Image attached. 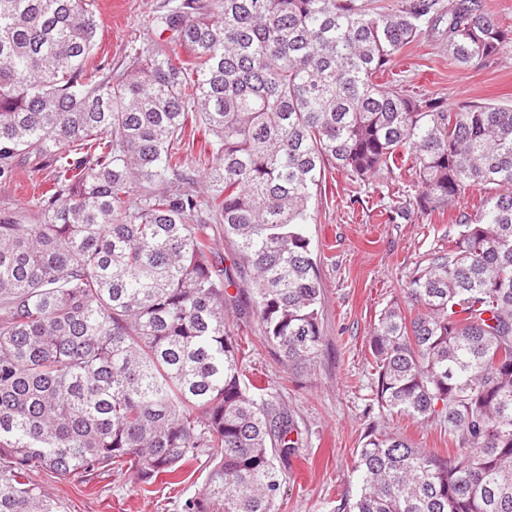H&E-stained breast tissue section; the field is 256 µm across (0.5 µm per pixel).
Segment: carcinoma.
<instances>
[{
  "label": "carcinoma",
  "mask_w": 512,
  "mask_h": 512,
  "mask_svg": "<svg viewBox=\"0 0 512 512\" xmlns=\"http://www.w3.org/2000/svg\"><path fill=\"white\" fill-rule=\"evenodd\" d=\"M482 0H180L175 33L130 73L92 61L94 0H0V180L51 168L37 223L0 213V512H62L32 475L152 484L209 457L191 512H277L275 460L299 439L246 386L224 321L232 268L254 270L261 338L301 368L322 342L303 225L324 173L408 168L388 220L443 211L427 254L370 330L386 414L436 419L452 459L371 429L342 512H512V107L403 89L393 58L443 19L448 59L512 42ZM210 150L181 151L187 130ZM204 174L211 191L194 187ZM238 262L216 259L213 225Z\"/></svg>",
  "instance_id": "cac0c4a2"
}]
</instances>
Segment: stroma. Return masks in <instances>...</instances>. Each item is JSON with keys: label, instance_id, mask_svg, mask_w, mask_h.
Here are the masks:
<instances>
[{"label": "stroma", "instance_id": "1", "mask_svg": "<svg viewBox=\"0 0 512 512\" xmlns=\"http://www.w3.org/2000/svg\"><path fill=\"white\" fill-rule=\"evenodd\" d=\"M98 21L94 61L124 69L136 50L157 40L154 19L172 0H95ZM409 90L446 103L479 101L512 107V44L495 59L460 67L451 63L436 32L425 31L393 60ZM49 168L29 164L11 181H0V211L34 221L33 198L45 189ZM410 171L378 172L364 183L326 173L311 205L305 231L317 260L322 289V344L314 363L289 369L259 335L251 306L252 274L243 271L228 292L224 314L243 341L246 382L263 383L266 399L293 419L299 457L283 467L279 512H338L354 501L359 486L352 466L369 424L397 430L414 447L448 457L455 444L436 420L380 415L370 402L377 377L369 353V333L379 314L404 298V287L424 256L457 232L459 211H472L480 191H472L444 215H418L389 222L393 194L412 185ZM207 457L188 465L175 479L138 484L112 472L80 484L39 473L35 480L64 512H189L204 486Z\"/></svg>", "mask_w": 512, "mask_h": 512}]
</instances>
